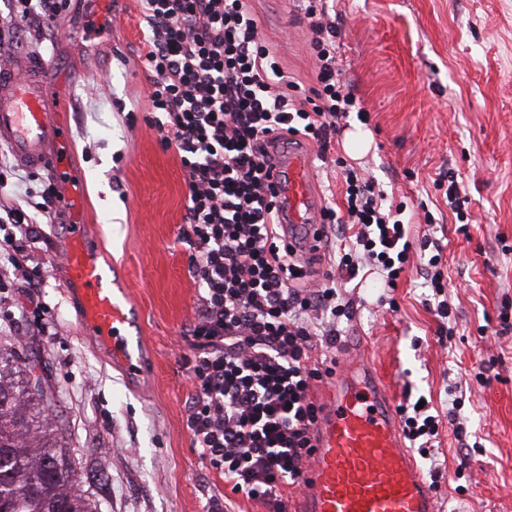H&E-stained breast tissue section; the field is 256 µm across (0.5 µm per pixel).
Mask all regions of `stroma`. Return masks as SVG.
<instances>
[{
	"label": "stroma",
	"mask_w": 512,
	"mask_h": 512,
	"mask_svg": "<svg viewBox=\"0 0 512 512\" xmlns=\"http://www.w3.org/2000/svg\"><path fill=\"white\" fill-rule=\"evenodd\" d=\"M263 35L302 91L317 84L306 20L295 0H251ZM90 0L40 32L5 33L13 64L43 63L69 112L67 147L84 199L83 218L102 233L100 262L134 304L133 335L144 340L145 372L127 378L81 332L80 312L54 258L70 233L58 204L17 265L0 268V347L34 362V379L66 428L89 496L101 512H271L235 494L202 459L186 427L192 391L184 332L197 290L191 252L178 240L187 175L164 149L146 98L145 23L139 0H112L90 26ZM338 59L369 114V151L355 166L375 177L387 201L412 214L411 236L430 234L443 251L452 335L426 303L419 257L384 290L376 274L345 282L354 299L339 322L341 343L367 342L395 404L426 397L439 415L437 512H512V0H328ZM306 154L318 204L341 196L340 168ZM457 181L466 202L448 207ZM468 235H460L461 222ZM50 264L43 288L27 277ZM38 297L39 314L18 317ZM462 388L461 432L446 424L451 390Z\"/></svg>",
	"instance_id": "1"
}]
</instances>
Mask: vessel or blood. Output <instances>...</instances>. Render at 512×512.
<instances>
[{
  "label": "vessel or blood",
  "mask_w": 512,
  "mask_h": 512,
  "mask_svg": "<svg viewBox=\"0 0 512 512\" xmlns=\"http://www.w3.org/2000/svg\"><path fill=\"white\" fill-rule=\"evenodd\" d=\"M65 134L40 68L0 67V141L9 144L21 164L64 178L74 214L80 190L68 179L72 164L62 145ZM273 175L289 243L316 246L320 227L313 220L316 206L304 153L277 154ZM98 258L86 225L73 223L62 256L66 290L80 307L90 339L134 375L140 359L128 335L131 311L124 290L105 279ZM324 392L313 429L315 450L295 512H435L434 491L404 446L395 404L376 366L360 350L341 347Z\"/></svg>",
  "instance_id": "1"
}]
</instances>
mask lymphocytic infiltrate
<instances>
[{
	"instance_id": "lymphocytic-infiltrate-1",
	"label": "lymphocytic infiltrate",
	"mask_w": 512,
	"mask_h": 512,
	"mask_svg": "<svg viewBox=\"0 0 512 512\" xmlns=\"http://www.w3.org/2000/svg\"><path fill=\"white\" fill-rule=\"evenodd\" d=\"M0 27L53 22L67 0H0ZM143 61L155 126L187 174L185 226L198 290L184 359L193 381L186 426L195 448L233 493L262 499L282 512L283 485L298 484L314 445L318 406L309 390L322 371L310 367L316 337L335 344L348 315L337 277L375 267L396 287L412 244L401 211L384 209V193L355 168L345 169L344 201L320 224H349L353 241L339 275L306 282L293 247L285 245L271 183L278 144L294 137L328 151L356 98L336 58V28L323 0H308L305 17L317 86L294 94L266 44L249 0H142ZM0 265L16 263L34 227L15 201L0 200ZM403 432L419 452L432 448L440 419L401 406Z\"/></svg>"
}]
</instances>
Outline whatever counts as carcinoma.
<instances>
[{"mask_svg": "<svg viewBox=\"0 0 512 512\" xmlns=\"http://www.w3.org/2000/svg\"><path fill=\"white\" fill-rule=\"evenodd\" d=\"M32 370L0 351V512H100L87 496L61 444Z\"/></svg>", "mask_w": 512, "mask_h": 512, "instance_id": "obj_1", "label": "carcinoma"}]
</instances>
